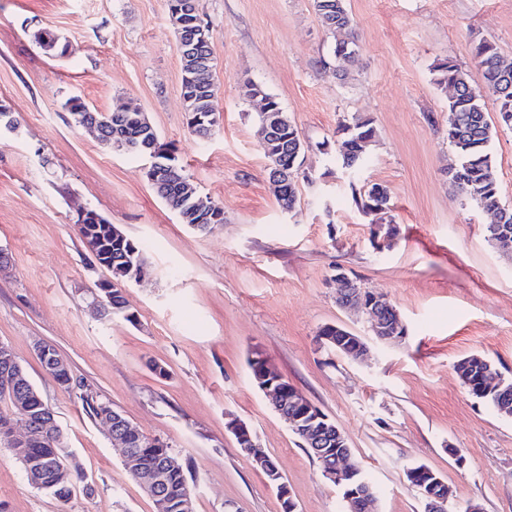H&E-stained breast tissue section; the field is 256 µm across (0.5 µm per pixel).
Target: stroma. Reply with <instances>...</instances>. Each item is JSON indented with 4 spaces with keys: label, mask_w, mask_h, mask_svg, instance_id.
Listing matches in <instances>:
<instances>
[{
    "label": "stroma",
    "mask_w": 512,
    "mask_h": 512,
    "mask_svg": "<svg viewBox=\"0 0 512 512\" xmlns=\"http://www.w3.org/2000/svg\"><path fill=\"white\" fill-rule=\"evenodd\" d=\"M360 60L333 54L313 0H196L210 27L218 127L200 140L181 96L180 46L167 0H0V106L19 121L0 135V342L62 427L92 495L61 501L28 485L0 448V512H155L106 428L61 390L37 357L53 344L74 376L137 429L167 441L189 467L194 512H282L277 493L227 424L247 422L276 461L297 512H345L326 480L257 387L254 354L322 409L369 474L380 512H424L406 479L423 464L450 503L512 512V418L474 398L455 363L477 354L512 379V254L498 251L490 218L446 167L451 89L434 67L450 59L482 92L499 194L512 206V128L499 120L474 56L482 39L512 59V0H345ZM58 36L56 49L37 37ZM254 82L275 96L306 143L295 212L272 193L257 136ZM109 112L131 102L172 147L200 196L224 210L200 233L152 188L148 156L100 144L65 103ZM371 119L368 161L343 167L340 121ZM387 187L388 224L374 223L352 187ZM91 208L144 245L148 273L124 285L136 322L93 303L107 273L74 224ZM344 269L385 293L406 328L370 337L367 318L337 302ZM337 325L368 338L349 359L318 338ZM162 365L166 375L154 367Z\"/></svg>",
    "instance_id": "stroma-1"
}]
</instances>
